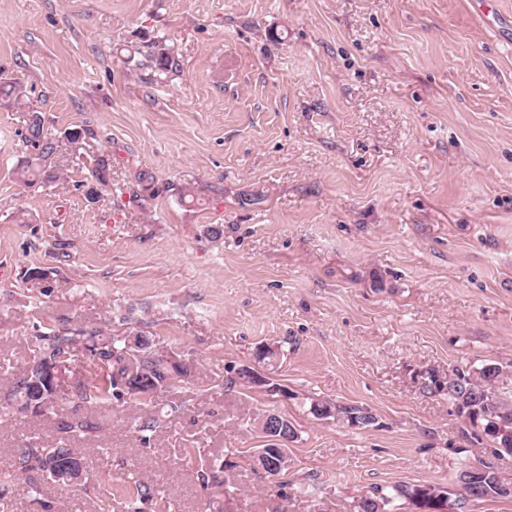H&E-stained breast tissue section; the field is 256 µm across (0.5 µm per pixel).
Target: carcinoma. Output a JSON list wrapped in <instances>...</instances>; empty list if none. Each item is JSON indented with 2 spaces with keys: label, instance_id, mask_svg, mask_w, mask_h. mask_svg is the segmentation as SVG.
<instances>
[{
  "label": "carcinoma",
  "instance_id": "carcinoma-1",
  "mask_svg": "<svg viewBox=\"0 0 512 512\" xmlns=\"http://www.w3.org/2000/svg\"><path fill=\"white\" fill-rule=\"evenodd\" d=\"M145 56L155 68L164 72L171 64V52L167 47L152 42L147 45ZM29 141L42 155L53 151V143L44 133L39 118H34L29 126ZM86 350L103 370L98 381L79 383L67 391L61 390L47 377H36L43 369L65 362L77 348ZM188 367L174 359L169 360L154 350V340L143 333L133 336H107L102 331L82 325L51 326L36 336L27 366L13 374L10 381V396L23 394L32 400L40 399L46 391L52 395L43 406L31 411L21 406L15 412L21 416L54 418L56 429L62 440L86 436L99 429L94 420L82 413V407L104 404L112 399L119 400L130 394L153 397L160 391L170 390L186 384L181 375ZM502 366L486 362L478 367L457 368L452 371V379L441 384L436 372L430 370L422 375L421 389L430 394H445L448 403L455 407V413L465 418L471 427V435L476 439L489 438L494 444L493 453L502 457L512 456V396L499 395L492 399L486 396L489 386L499 377ZM38 381H32V378ZM72 404V415L63 416L56 412L58 400ZM310 413L316 418H336L352 426L366 428L376 423V417L366 408L353 404H335L328 400L313 399ZM81 456L74 448L34 441L12 457L9 466L0 469V487L10 485L30 473L39 476L29 480L28 493L34 497L42 495L43 483L54 480V475L66 461L79 460ZM472 472L470 484L464 492L477 500L506 497L496 476L497 468L484 465L469 466ZM442 490L434 485H394L388 490L375 488L360 497L353 512H402V505L409 502L416 512H437L439 503L434 495ZM155 495L152 485L138 482L130 490V510L139 512L138 504L150 500Z\"/></svg>",
  "mask_w": 512,
  "mask_h": 512
}]
</instances>
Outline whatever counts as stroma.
I'll list each match as a JSON object with an SVG mask.
<instances>
[{
    "label": "stroma",
    "mask_w": 512,
    "mask_h": 512,
    "mask_svg": "<svg viewBox=\"0 0 512 512\" xmlns=\"http://www.w3.org/2000/svg\"><path fill=\"white\" fill-rule=\"evenodd\" d=\"M471 2L0 0V82L22 90L0 95V462L60 438L5 398L37 334L70 320L145 332L195 369L94 411L77 445L109 512L136 479L158 490L143 512H204L216 460L223 512L461 491L491 445L458 453L467 422L422 372L494 361L512 390V43ZM153 41L167 72L141 53ZM261 345L287 396L226 387ZM314 397L378 424L316 419ZM268 410L298 432L276 476L244 426Z\"/></svg>",
    "instance_id": "stroma-1"
}]
</instances>
